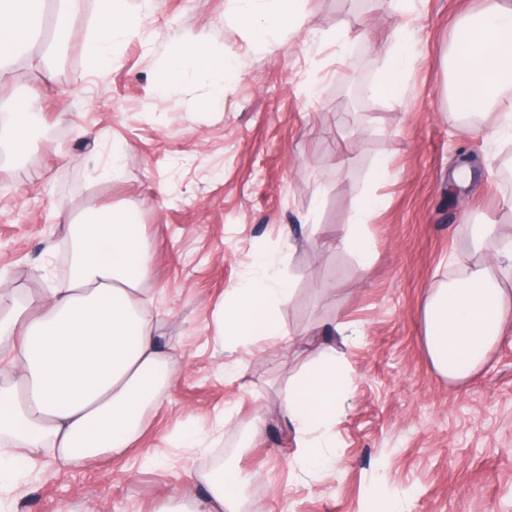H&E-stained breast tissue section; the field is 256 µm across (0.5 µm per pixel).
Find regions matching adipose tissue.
<instances>
[{
	"mask_svg": "<svg viewBox=\"0 0 512 512\" xmlns=\"http://www.w3.org/2000/svg\"><path fill=\"white\" fill-rule=\"evenodd\" d=\"M303 0H234L231 18L256 46L271 28L290 31L302 24ZM44 0H0V86L13 79L18 53L46 23ZM97 33L83 47L90 70L106 68L115 45L127 34L128 0H99ZM411 36L399 28L388 64L372 95L402 97L414 61ZM448 97L462 115L500 107L501 124L512 126L503 92L512 84V0H484L477 16L462 18L446 56ZM238 61L221 42L194 37L169 55L166 85L199 75L210 81L212 98L224 96ZM33 96L12 97L0 121V145L23 150L34 118ZM379 197H355V220L341 246L365 254V226L380 209ZM70 276L61 288L17 301L0 289V481L11 462H33L49 454L71 463L123 456L138 439L144 409L160 402L181 369L153 334V320L139 297L149 274V255L139 225L124 210L109 208L70 227ZM252 263L259 275L227 289L216 313L224 348L234 351L254 339L277 342L278 311L292 290L279 275L278 258L261 253ZM512 273V246L480 256L463 276L436 289L424 312L427 345L437 371L466 379L512 327V292L499 283ZM351 398L350 379L333 347L323 344L313 365L288 387L284 412L299 438L303 471L329 469L331 438L338 414ZM207 491L175 490L161 512H237L236 482L206 475Z\"/></svg>",
	"mask_w": 512,
	"mask_h": 512,
	"instance_id": "ef3b65f1",
	"label": "adipose tissue"
}]
</instances>
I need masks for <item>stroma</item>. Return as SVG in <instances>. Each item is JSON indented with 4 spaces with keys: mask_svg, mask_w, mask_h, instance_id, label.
Here are the masks:
<instances>
[{
    "mask_svg": "<svg viewBox=\"0 0 512 512\" xmlns=\"http://www.w3.org/2000/svg\"><path fill=\"white\" fill-rule=\"evenodd\" d=\"M140 2L105 70L25 68L0 88L2 103L33 94L38 112L22 159L0 163V278L21 300L57 287L66 218L128 209L151 256L157 333L184 370L128 455L21 465L0 485V512H156L217 469L242 479L240 512H375L389 499L401 512H512V332L460 381L435 370L425 341L433 290L484 225L512 227V179L489 167L506 147L497 113L459 115L440 65L479 0H412L415 63L399 100L368 92L403 21L387 0H305L304 25L271 31L263 50L229 20L230 0H158L149 14ZM341 28L355 37L345 52L331 40ZM199 35L239 61L219 101L202 76L160 86L173 48ZM116 147L119 166L100 177ZM464 162L472 183L449 197ZM363 193L383 201L367 267L334 245ZM258 249L280 256L293 288L278 311L285 341L226 352L215 314ZM323 331L353 399L335 464L309 474L283 404Z\"/></svg>",
    "mask_w": 512,
    "mask_h": 512,
    "instance_id": "1",
    "label": "stroma"
}]
</instances>
